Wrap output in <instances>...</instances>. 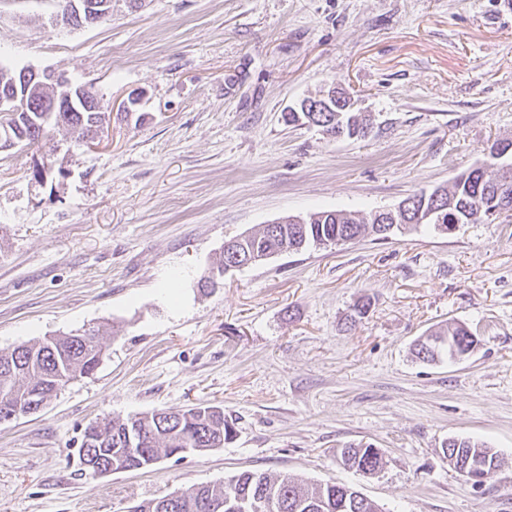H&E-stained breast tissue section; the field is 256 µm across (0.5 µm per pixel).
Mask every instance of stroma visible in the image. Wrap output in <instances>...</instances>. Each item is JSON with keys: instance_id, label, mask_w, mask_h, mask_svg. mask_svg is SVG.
Returning <instances> with one entry per match:
<instances>
[{"instance_id": "obj_1", "label": "stroma", "mask_w": 512, "mask_h": 512, "mask_svg": "<svg viewBox=\"0 0 512 512\" xmlns=\"http://www.w3.org/2000/svg\"><path fill=\"white\" fill-rule=\"evenodd\" d=\"M59 9L0 0V64L93 87L112 121L84 146L56 129L0 152V351L115 332L92 374L0 425V512H128L257 470L348 484L385 512H512V220L311 247L199 286L232 237L394 207L512 138V0H112L80 28L54 25ZM330 85L371 116L365 136L284 122ZM459 323L473 353L416 360ZM199 403L233 440L80 471L90 423ZM451 438L498 451L482 489L444 458ZM364 443L383 456L372 475L337 458Z\"/></svg>"}]
</instances>
